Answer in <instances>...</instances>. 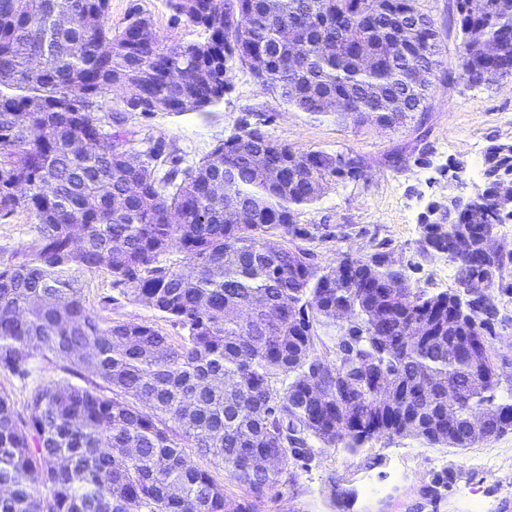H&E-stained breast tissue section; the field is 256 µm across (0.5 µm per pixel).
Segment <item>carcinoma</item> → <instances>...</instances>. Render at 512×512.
<instances>
[{"label": "carcinoma", "instance_id": "obj_1", "mask_svg": "<svg viewBox=\"0 0 512 512\" xmlns=\"http://www.w3.org/2000/svg\"><path fill=\"white\" fill-rule=\"evenodd\" d=\"M165 2L204 40H171L138 7L114 31L109 0H0V214L24 210L38 233L0 262V369L22 381L39 357L66 361V377L32 389L23 413L0 390V512H226L224 485L187 448L245 490L237 512H256L315 441L356 454L384 436L469 448L512 431L488 339L494 290L512 294V249L493 264L460 258L456 281L476 293L465 301L411 285L389 251L326 266L299 246L270 251L273 236L308 235L300 211L331 181L361 179L365 158L343 168L243 121L184 167L163 139L125 129L156 104L182 113L220 101L250 50L267 54L258 82L288 106L393 127L427 112L433 80L512 74V0H455L453 69L438 60L435 26L406 28L416 0ZM476 28L483 40L471 43ZM359 30L385 52L369 70L345 36ZM322 39L334 51L320 53ZM483 172V204L459 202L443 233L421 225L423 254L484 227L512 182V140L487 148ZM172 251L183 264L163 262ZM101 268L179 326V340L146 321L102 324L79 283ZM254 302L249 319L226 315ZM341 308L351 322L337 320ZM478 409L490 422L475 437Z\"/></svg>", "mask_w": 512, "mask_h": 512}]
</instances>
